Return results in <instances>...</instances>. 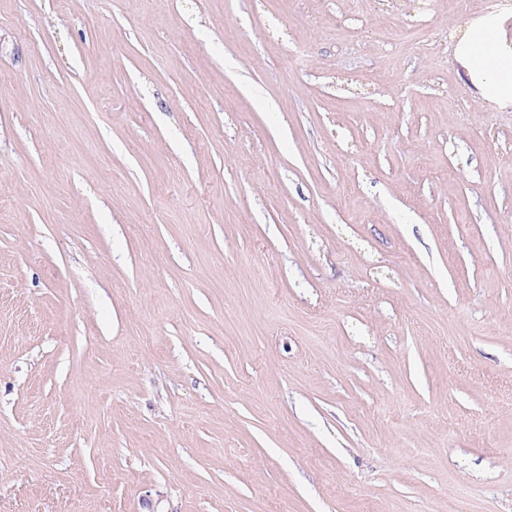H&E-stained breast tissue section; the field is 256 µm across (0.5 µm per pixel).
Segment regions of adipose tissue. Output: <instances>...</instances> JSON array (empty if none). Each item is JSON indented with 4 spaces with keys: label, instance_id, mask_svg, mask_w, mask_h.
Returning a JSON list of instances; mask_svg holds the SVG:
<instances>
[{
    "label": "adipose tissue",
    "instance_id": "1",
    "mask_svg": "<svg viewBox=\"0 0 512 512\" xmlns=\"http://www.w3.org/2000/svg\"><path fill=\"white\" fill-rule=\"evenodd\" d=\"M503 18L488 14L460 27L456 56L483 98L512 104V48L502 34Z\"/></svg>",
    "mask_w": 512,
    "mask_h": 512
}]
</instances>
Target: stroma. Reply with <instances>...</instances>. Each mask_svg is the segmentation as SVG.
<instances>
[{"label": "stroma", "instance_id": "stroma-1", "mask_svg": "<svg viewBox=\"0 0 512 512\" xmlns=\"http://www.w3.org/2000/svg\"><path fill=\"white\" fill-rule=\"evenodd\" d=\"M468 17L0 0V512H512V104ZM503 16L488 14L459 26L457 59L484 99L512 104V47L502 34ZM491 46V52L480 49Z\"/></svg>", "mask_w": 512, "mask_h": 512}]
</instances>
